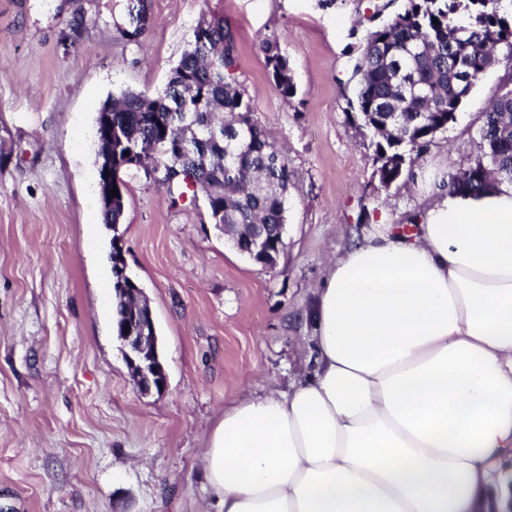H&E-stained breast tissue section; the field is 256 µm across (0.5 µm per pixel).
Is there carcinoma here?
I'll return each instance as SVG.
<instances>
[{
    "label": "carcinoma",
    "mask_w": 512,
    "mask_h": 512,
    "mask_svg": "<svg viewBox=\"0 0 512 512\" xmlns=\"http://www.w3.org/2000/svg\"><path fill=\"white\" fill-rule=\"evenodd\" d=\"M502 0H407L380 28L368 32L352 71L347 111L372 133L374 165L384 187L406 177L407 161L427 152L447 131L484 74L512 62V10ZM208 34L192 31L189 49L156 95L126 91L105 102L123 140L112 141V162L141 167L172 162L163 182L172 196L201 194L213 224H228L239 241L253 225L272 231L286 223L288 158L253 116L236 79L237 46L224 17L206 18ZM267 67L285 98L295 94L288 59L276 38L262 42ZM182 139L183 152L163 153ZM129 155H124V152ZM512 185V87L482 112L476 153L448 177V190L479 195ZM102 222L120 223L124 193L100 204Z\"/></svg>",
    "instance_id": "cac0c4a2"
}]
</instances>
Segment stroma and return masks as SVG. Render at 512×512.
Wrapping results in <instances>:
<instances>
[{
    "label": "stroma",
    "instance_id": "1",
    "mask_svg": "<svg viewBox=\"0 0 512 512\" xmlns=\"http://www.w3.org/2000/svg\"><path fill=\"white\" fill-rule=\"evenodd\" d=\"M0 0V512H218L199 466L226 408L288 390L307 367L314 291L372 224L409 225L434 182L468 165L481 114L512 83L488 71L457 120L382 187L369 133L346 112L368 31L406 0ZM236 36L237 79L293 185L274 266L241 254L203 200L124 170L117 229L101 218L94 121L121 92H162L210 14ZM277 36L283 97L262 40ZM142 288L167 375L134 385L113 330V236ZM267 67L283 97L290 98L295 94V85L291 75L288 59L281 53L277 38H265L262 42Z\"/></svg>",
    "mask_w": 512,
    "mask_h": 512
}]
</instances>
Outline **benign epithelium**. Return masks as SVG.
I'll use <instances>...</instances> for the list:
<instances>
[{
  "label": "benign epithelium",
  "mask_w": 512,
  "mask_h": 512,
  "mask_svg": "<svg viewBox=\"0 0 512 512\" xmlns=\"http://www.w3.org/2000/svg\"><path fill=\"white\" fill-rule=\"evenodd\" d=\"M135 11L139 12L138 25L132 38H139L150 26L151 16L147 0H133ZM123 166L107 162L98 165L99 192L105 196L110 190L122 187L121 171ZM266 233L264 225L260 224L249 238L248 249L255 254L263 252L264 265L272 266L273 252L264 250L260 240ZM129 331L121 336L123 342V354L128 361L135 386L142 391L152 389L160 392L167 384L166 374L157 353V337L152 335L154 320L149 312L126 315Z\"/></svg>",
  "instance_id": "obj_1"
}]
</instances>
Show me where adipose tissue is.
Returning <instances> with one entry per match:
<instances>
[{
    "label": "adipose tissue",
    "instance_id": "obj_1",
    "mask_svg": "<svg viewBox=\"0 0 512 512\" xmlns=\"http://www.w3.org/2000/svg\"><path fill=\"white\" fill-rule=\"evenodd\" d=\"M315 294L309 370L209 431L219 512H512V187L438 190Z\"/></svg>",
    "mask_w": 512,
    "mask_h": 512
}]
</instances>
